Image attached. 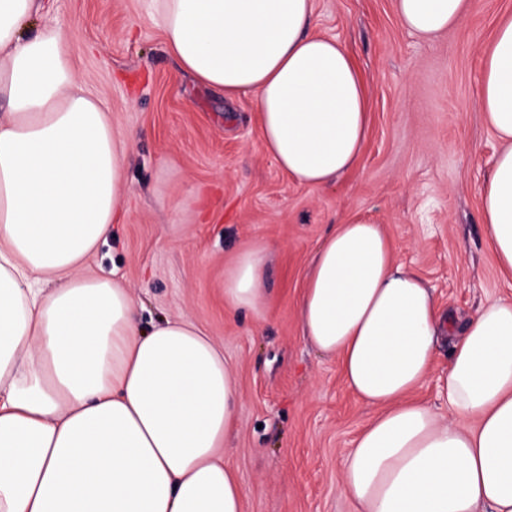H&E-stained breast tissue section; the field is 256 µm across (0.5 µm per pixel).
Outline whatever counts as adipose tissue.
Masks as SVG:
<instances>
[{
	"mask_svg": "<svg viewBox=\"0 0 512 512\" xmlns=\"http://www.w3.org/2000/svg\"><path fill=\"white\" fill-rule=\"evenodd\" d=\"M180 69L253 97L262 148L312 188L353 170L368 132L344 45L314 34V0H153ZM431 41L472 0H393ZM51 0H0V512H242L224 460L241 399L223 348L187 318L138 319L130 288L86 272L113 237L128 133L80 85ZM499 140L482 219L512 275V16L483 58L476 102ZM270 259L241 246L224 300L262 314ZM299 316L374 416L340 484L354 512H512V298L464 325L397 259L382 224L351 214L311 258ZM446 409L417 399L440 337Z\"/></svg>",
	"mask_w": 512,
	"mask_h": 512,
	"instance_id": "ef3b65f1",
	"label": "adipose tissue"
}]
</instances>
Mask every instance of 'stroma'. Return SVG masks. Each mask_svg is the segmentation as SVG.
Returning a JSON list of instances; mask_svg holds the SVG:
<instances>
[{"mask_svg": "<svg viewBox=\"0 0 512 512\" xmlns=\"http://www.w3.org/2000/svg\"><path fill=\"white\" fill-rule=\"evenodd\" d=\"M314 4L315 33L346 45L369 90L358 166L323 189L293 182L262 151L254 98L225 101L179 69L149 0H54L47 18L73 32L81 86L131 136L123 216L88 269L115 271L142 320L181 315L223 347L242 393L225 458L243 512H353L339 483L374 411L336 358L309 344L298 313L333 225L375 218L460 318L512 297L480 219L499 143L476 107L483 52L512 0H473L463 24L432 42L399 25L392 0ZM250 242L272 250L260 316L224 304V273Z\"/></svg>", "mask_w": 512, "mask_h": 512, "instance_id": "stroma-1", "label": "stroma"}]
</instances>
